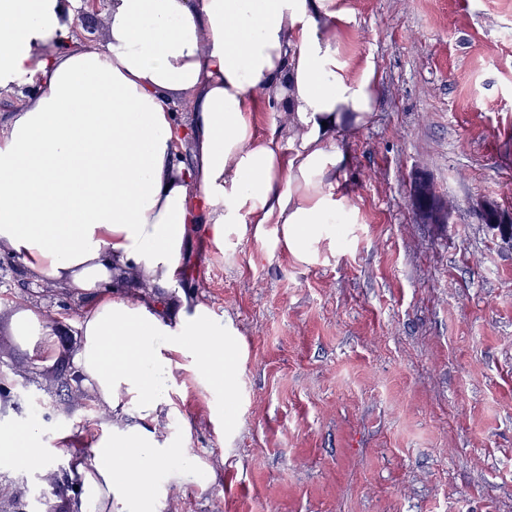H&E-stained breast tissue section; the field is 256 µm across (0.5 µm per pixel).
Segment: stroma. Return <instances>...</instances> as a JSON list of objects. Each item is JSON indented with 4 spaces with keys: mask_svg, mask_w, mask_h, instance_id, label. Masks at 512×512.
I'll list each match as a JSON object with an SVG mask.
<instances>
[{
    "mask_svg": "<svg viewBox=\"0 0 512 512\" xmlns=\"http://www.w3.org/2000/svg\"><path fill=\"white\" fill-rule=\"evenodd\" d=\"M340 3L342 55L378 76L373 116L336 136L357 221L306 257L280 224L191 242L187 287L234 332V395L174 369L158 428L196 473L163 470L157 512H512V241L479 216L484 202L512 214V0ZM416 170L451 201L447 223L417 219ZM19 300L73 348L79 302L10 276L0 369L33 360ZM39 400L51 473L112 428L94 397L67 408L34 386L0 407V428Z\"/></svg>",
    "mask_w": 512,
    "mask_h": 512,
    "instance_id": "obj_1",
    "label": "stroma"
}]
</instances>
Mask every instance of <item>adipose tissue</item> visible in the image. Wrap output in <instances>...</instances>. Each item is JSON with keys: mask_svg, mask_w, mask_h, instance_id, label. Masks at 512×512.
Wrapping results in <instances>:
<instances>
[{"mask_svg": "<svg viewBox=\"0 0 512 512\" xmlns=\"http://www.w3.org/2000/svg\"><path fill=\"white\" fill-rule=\"evenodd\" d=\"M80 7L0 0V91L32 88L0 129V248L82 302L72 365L114 418L91 461L73 459L80 512H155L160 471L194 468L158 430L173 365L230 382L223 323L179 286L188 244L281 224L306 254L325 225L349 223L336 135L368 122L377 75L369 61L350 74L337 0H112L99 45L75 36ZM261 95L288 114L290 154L255 131ZM14 334L54 358L36 308L15 314ZM41 437L35 418L1 430L0 458L47 471Z\"/></svg>", "mask_w": 512, "mask_h": 512, "instance_id": "ef3b65f1", "label": "adipose tissue"}]
</instances>
